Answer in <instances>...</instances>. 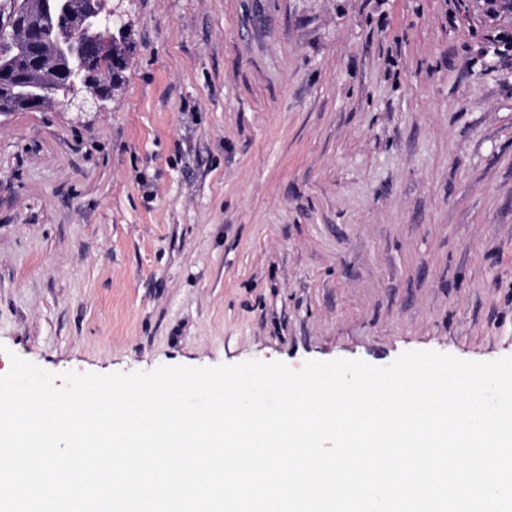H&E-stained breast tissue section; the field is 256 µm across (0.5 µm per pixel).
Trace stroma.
<instances>
[{"mask_svg":"<svg viewBox=\"0 0 512 512\" xmlns=\"http://www.w3.org/2000/svg\"><path fill=\"white\" fill-rule=\"evenodd\" d=\"M107 6L121 89L0 115V375L512 356V11Z\"/></svg>","mask_w":512,"mask_h":512,"instance_id":"35a3bbf8","label":"stroma"}]
</instances>
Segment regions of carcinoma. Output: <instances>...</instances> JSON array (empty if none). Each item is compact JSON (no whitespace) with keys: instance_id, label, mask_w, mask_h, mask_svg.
<instances>
[{"instance_id":"cac0c4a2","label":"carcinoma","mask_w":512,"mask_h":512,"mask_svg":"<svg viewBox=\"0 0 512 512\" xmlns=\"http://www.w3.org/2000/svg\"><path fill=\"white\" fill-rule=\"evenodd\" d=\"M107 0H23L25 17L36 22L40 38L38 43L59 53L54 66L26 69L21 79L16 78V53L22 48L24 33H18L16 49L0 51V73L5 81L0 87V108L8 110L23 96L45 98L47 104L66 105L91 85H96L100 98L104 99L119 90L123 83L122 73L129 62V46L126 24L113 21L106 11ZM82 6L93 16V22L83 28L80 40L85 44H100L106 49L110 63L109 83H99V78L77 67L71 57L62 56L70 44V26L66 12L70 5Z\"/></svg>"}]
</instances>
